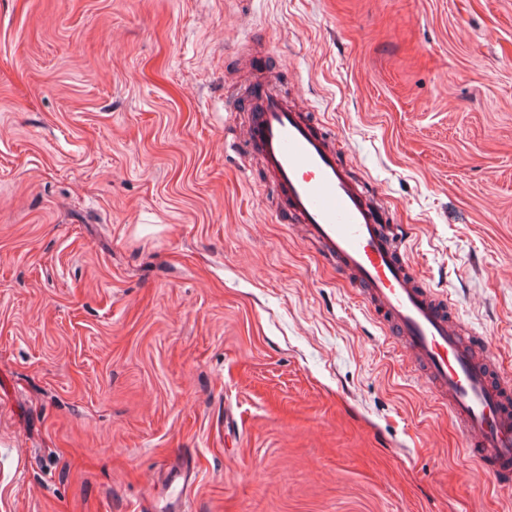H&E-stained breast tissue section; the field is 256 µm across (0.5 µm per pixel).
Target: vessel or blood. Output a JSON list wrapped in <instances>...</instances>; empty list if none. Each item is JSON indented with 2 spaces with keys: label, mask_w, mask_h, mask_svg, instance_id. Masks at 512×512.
<instances>
[{
  "label": "vessel or blood",
  "mask_w": 512,
  "mask_h": 512,
  "mask_svg": "<svg viewBox=\"0 0 512 512\" xmlns=\"http://www.w3.org/2000/svg\"><path fill=\"white\" fill-rule=\"evenodd\" d=\"M248 146L294 223L348 276L366 310L394 339L433 399L460 428L467 455L512 485V378L497 370L488 340L472 335L450 303L424 285L407 256L412 227L387 224L365 184L350 176L336 138L256 77Z\"/></svg>",
  "instance_id": "1"
}]
</instances>
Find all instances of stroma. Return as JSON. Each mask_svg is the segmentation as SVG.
<instances>
[{"label": "stroma", "mask_w": 512, "mask_h": 512, "mask_svg": "<svg viewBox=\"0 0 512 512\" xmlns=\"http://www.w3.org/2000/svg\"><path fill=\"white\" fill-rule=\"evenodd\" d=\"M256 56L512 375V0H0V512H512L238 150Z\"/></svg>", "instance_id": "obj_1"}]
</instances>
